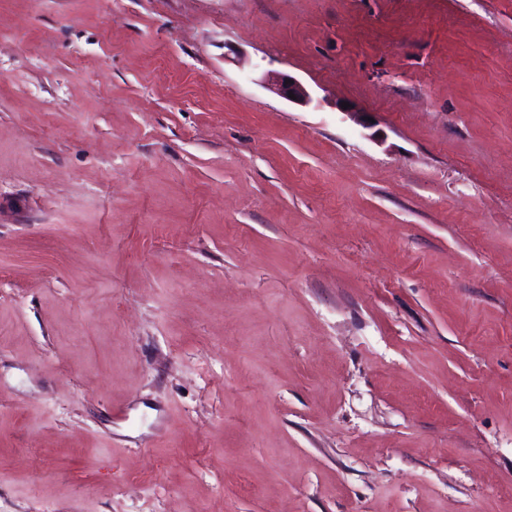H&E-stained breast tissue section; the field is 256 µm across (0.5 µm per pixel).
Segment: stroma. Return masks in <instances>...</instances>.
Returning <instances> with one entry per match:
<instances>
[{
    "mask_svg": "<svg viewBox=\"0 0 512 512\" xmlns=\"http://www.w3.org/2000/svg\"><path fill=\"white\" fill-rule=\"evenodd\" d=\"M0 512H512V0H0ZM262 80L270 91L285 100L299 104H309L312 101L306 86L287 73L270 71L263 76ZM286 80H292V83L285 84ZM289 92L295 95V99L289 97Z\"/></svg>",
    "mask_w": 512,
    "mask_h": 512,
    "instance_id": "stroma-1",
    "label": "stroma"
}]
</instances>
